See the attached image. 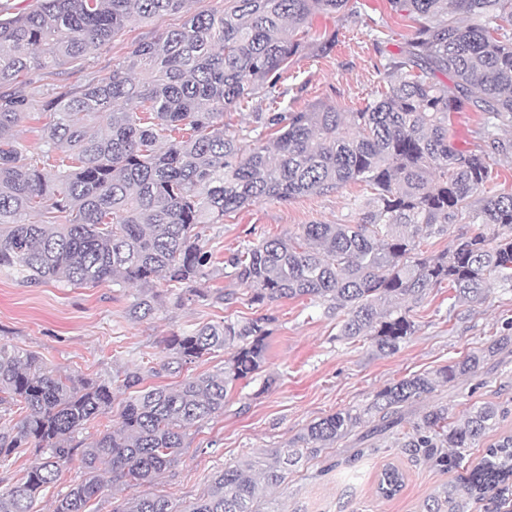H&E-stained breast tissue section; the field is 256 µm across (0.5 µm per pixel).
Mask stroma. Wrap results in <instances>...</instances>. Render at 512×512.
<instances>
[{
	"label": "stroma",
	"instance_id": "obj_1",
	"mask_svg": "<svg viewBox=\"0 0 512 512\" xmlns=\"http://www.w3.org/2000/svg\"><path fill=\"white\" fill-rule=\"evenodd\" d=\"M183 20V15L170 14L130 26L110 43L91 49L65 75L33 71L27 80L48 90L63 80L77 83L106 74L126 61L135 43ZM380 21L387 28L378 42L373 28ZM309 31L312 49L288 65L285 102L295 111L316 106L348 114L387 91L380 70L413 28L410 20L390 11L387 0H356L354 9L340 15L313 17ZM368 196L363 184L352 182L328 195L257 203L212 225L204 244L222 260L248 243L299 235L307 224H351ZM155 290L164 296L166 287L159 282ZM236 292L229 304L179 308L164 296L152 314L137 318L133 308L144 295L142 288H120L108 281L80 288L60 281L29 284L1 268L0 345L36 352L63 373L111 383V412L74 435L73 446L82 449L104 428L118 425L129 395L122 386L125 373L139 372L149 385L179 384L181 374L163 368L170 336L226 319L272 317L263 371L236 385L223 413L190 428L188 448L153 484L140 488L144 494L168 496L176 512H186L224 467L262 460L274 449L289 447L314 421L340 410L368 408L389 383L436 370L512 336V290L498 286L474 300L457 298L446 287L429 290L419 304L401 303L415 332L387 355L378 353L369 339H340L337 319L321 300L283 299L262 306L250 303L246 287ZM485 403L499 406L502 414L476 447L466 449L462 469L473 468L490 444L512 433L510 349L487 358L475 375L407 405L394 429L379 430L376 418H366L318 457L293 467L283 483L260 499L258 512H419L438 487L457 481L461 469L446 472L434 462L411 459L399 447L398 434L432 406H447L453 422ZM389 463L403 472L404 483L395 496L382 499L376 494L377 480Z\"/></svg>",
	"mask_w": 512,
	"mask_h": 512
}]
</instances>
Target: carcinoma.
Returning <instances> with one entry per match:
<instances>
[{
    "label": "carcinoma",
    "instance_id": "carcinoma-1",
    "mask_svg": "<svg viewBox=\"0 0 512 512\" xmlns=\"http://www.w3.org/2000/svg\"><path fill=\"white\" fill-rule=\"evenodd\" d=\"M188 3L37 0L11 16L0 5V268L77 287L110 281L150 289L162 280L176 307L230 301L235 285L248 288L258 305L314 297L344 314L341 337H366L381 354L414 333L397 301H419L444 283L472 299L495 285L512 288V192L486 195L489 153L458 149L449 133L451 114L471 109L484 115L479 139L507 150L495 130L512 125V0H387L414 30L383 65L388 90L349 121L334 108L290 110L281 87L288 62L308 47L312 17L340 13L349 0H224L222 12L187 16L136 43L129 64L42 92L34 107L35 93L22 77L73 64L125 28L181 13ZM135 69L144 74L138 81L130 76ZM438 73L450 83L435 81ZM248 105L251 128L221 121ZM34 111L49 121L28 156L16 128ZM99 113L105 123L90 125L87 117ZM350 182L370 190L353 224H306L299 237L238 248L222 268L204 247L208 225L224 223L229 213L337 193ZM31 213L40 222L27 221ZM464 217L483 229L428 253V241ZM221 275L229 287L211 288ZM271 323L227 319L167 339L165 370L180 373L223 350L228 358L219 373L189 374L175 387H144L140 373L125 374L123 386L134 394L118 428L82 450L84 478L53 512H98L92 500L104 489V473L129 488L154 482L186 447L187 429L223 412L236 383L262 372ZM505 343L389 383L365 411L319 419L261 468L245 461L215 475L187 512H256L289 468L320 454L365 415L393 420L404 404L476 374ZM0 408L23 414L0 430V461L31 446L40 456L0 490V512H33L42 488L72 461V435L111 412L112 385L62 374L31 351L0 345ZM498 417L497 406L483 404L450 427L448 407L437 406L403 434L401 447L456 469L462 450ZM403 482L389 464L376 492L389 499ZM484 500L512 502L511 434L489 446L468 476L425 499L423 512H470ZM112 512L174 510L164 495L134 493Z\"/></svg>",
    "mask_w": 512,
    "mask_h": 512
}]
</instances>
